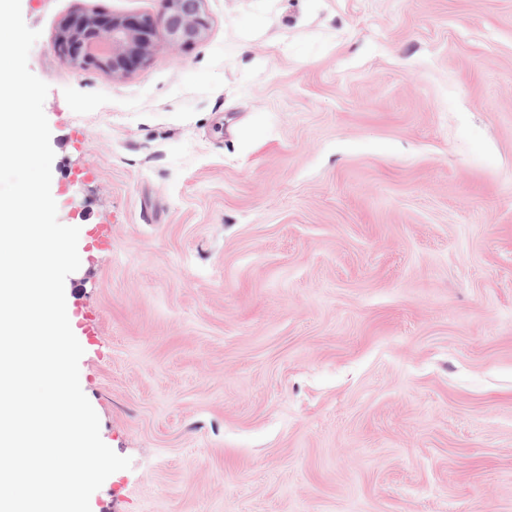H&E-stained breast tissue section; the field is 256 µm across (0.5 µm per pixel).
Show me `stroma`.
Here are the masks:
<instances>
[{
    "label": "stroma",
    "instance_id": "obj_1",
    "mask_svg": "<svg viewBox=\"0 0 512 512\" xmlns=\"http://www.w3.org/2000/svg\"><path fill=\"white\" fill-rule=\"evenodd\" d=\"M121 79L21 0L79 240L91 512H512V0H205Z\"/></svg>",
    "mask_w": 512,
    "mask_h": 512
}]
</instances>
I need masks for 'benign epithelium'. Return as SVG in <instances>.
<instances>
[{"mask_svg":"<svg viewBox=\"0 0 512 512\" xmlns=\"http://www.w3.org/2000/svg\"><path fill=\"white\" fill-rule=\"evenodd\" d=\"M205 0H160L155 16L73 13L60 24L55 45L61 59L77 69L124 77L151 58L158 31L174 47L190 48L209 28Z\"/></svg>","mask_w":512,"mask_h":512,"instance_id":"7a95c632","label":"benign epithelium"}]
</instances>
